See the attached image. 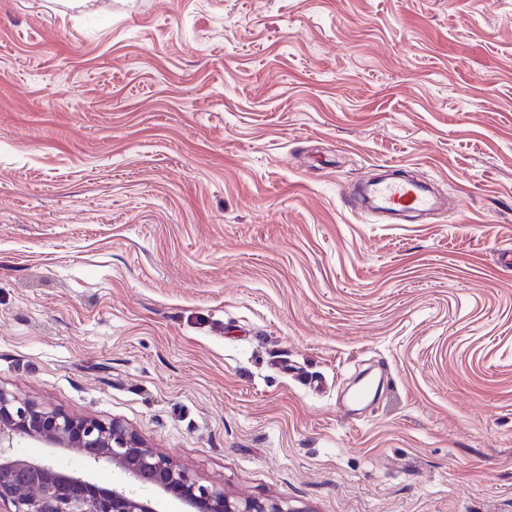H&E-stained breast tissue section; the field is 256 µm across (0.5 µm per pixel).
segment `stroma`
<instances>
[{
	"label": "stroma",
	"mask_w": 512,
	"mask_h": 512,
	"mask_svg": "<svg viewBox=\"0 0 512 512\" xmlns=\"http://www.w3.org/2000/svg\"><path fill=\"white\" fill-rule=\"evenodd\" d=\"M385 165L447 211L353 207ZM504 248L512 0H0L10 392L234 498L512 512Z\"/></svg>",
	"instance_id": "obj_1"
}]
</instances>
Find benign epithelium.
Listing matches in <instances>:
<instances>
[{"mask_svg": "<svg viewBox=\"0 0 512 512\" xmlns=\"http://www.w3.org/2000/svg\"><path fill=\"white\" fill-rule=\"evenodd\" d=\"M19 438L77 452L94 465L116 466L133 483L177 497L184 512H299L280 499L232 498L200 484L118 420L72 416L0 387V506L6 512H159L153 498L130 488L104 487L88 473L17 457L12 448Z\"/></svg>", "mask_w": 512, "mask_h": 512, "instance_id": "benign-epithelium-1", "label": "benign epithelium"}]
</instances>
